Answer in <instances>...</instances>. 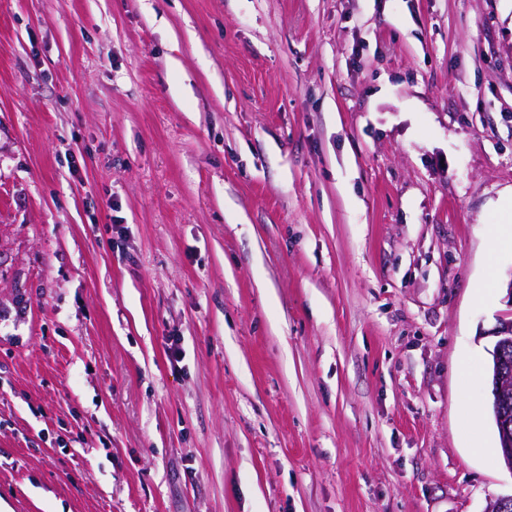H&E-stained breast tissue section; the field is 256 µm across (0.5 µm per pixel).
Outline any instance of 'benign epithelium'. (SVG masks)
I'll return each mask as SVG.
<instances>
[{
  "mask_svg": "<svg viewBox=\"0 0 512 512\" xmlns=\"http://www.w3.org/2000/svg\"><path fill=\"white\" fill-rule=\"evenodd\" d=\"M497 340L493 346L492 394L495 404V418L506 467L512 471V375L506 371L505 353L512 346V309L499 319L495 332Z\"/></svg>",
  "mask_w": 512,
  "mask_h": 512,
  "instance_id": "1",
  "label": "benign epithelium"
}]
</instances>
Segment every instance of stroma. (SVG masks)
<instances>
[{
  "label": "stroma",
  "instance_id": "35a3bbf8",
  "mask_svg": "<svg viewBox=\"0 0 512 512\" xmlns=\"http://www.w3.org/2000/svg\"><path fill=\"white\" fill-rule=\"evenodd\" d=\"M510 199L512 0H0V504L485 512Z\"/></svg>",
  "mask_w": 512,
  "mask_h": 512
}]
</instances>
